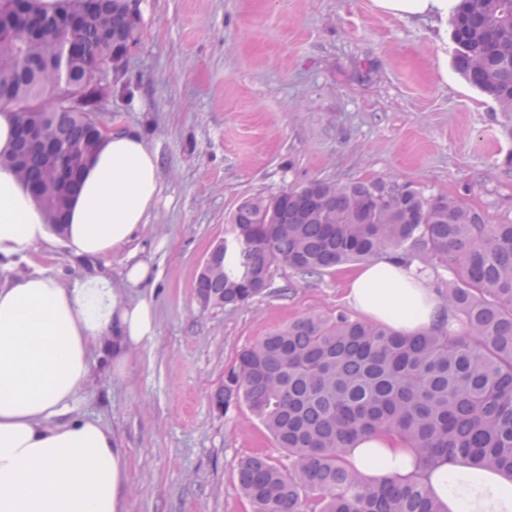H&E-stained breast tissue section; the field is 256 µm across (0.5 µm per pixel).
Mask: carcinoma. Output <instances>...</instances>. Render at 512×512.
I'll use <instances>...</instances> for the list:
<instances>
[{
    "mask_svg": "<svg viewBox=\"0 0 512 512\" xmlns=\"http://www.w3.org/2000/svg\"><path fill=\"white\" fill-rule=\"evenodd\" d=\"M29 0L33 19L0 30V105L14 108L17 126L41 125L66 153L54 175L42 151L7 162L35 196L50 224H66L86 162L88 120L99 114L58 102L72 85L90 101L103 89L84 85L86 73L117 63L137 26L125 0H67L45 15ZM454 66L512 119V0H459L451 14ZM288 222L262 223L272 199ZM448 268L447 302L465 324L405 336L372 322L312 314L243 348L224 373L214 408L246 405L279 447L285 469L260 454L237 466L240 490L253 512H447L420 475L369 483L345 462L354 442L382 435L432 468L445 460L512 478V224L443 196L427 198L409 185L382 179L315 180L267 197L242 200L222 243L221 273L198 276L206 303L242 307L263 289L250 287L257 267L269 275L282 264L303 275L382 259H413Z\"/></svg>",
    "mask_w": 512,
    "mask_h": 512,
    "instance_id": "1",
    "label": "carcinoma"
}]
</instances>
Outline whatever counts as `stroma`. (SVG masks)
Instances as JSON below:
<instances>
[{
  "label": "stroma",
  "mask_w": 512,
  "mask_h": 512,
  "mask_svg": "<svg viewBox=\"0 0 512 512\" xmlns=\"http://www.w3.org/2000/svg\"><path fill=\"white\" fill-rule=\"evenodd\" d=\"M137 40L106 116L140 128L161 193L139 241L155 339L123 379L93 366L80 411L128 451L127 512H252L239 461L279 448L247 406L211 397L245 346L302 316L358 319L344 270L278 269L243 307L203 304L195 281L245 198L316 179H384L452 196L512 223V139L497 104L455 71L450 23L382 12L374 0H139ZM122 254L78 261L56 244L0 266V282L47 270L69 283L118 276Z\"/></svg>",
  "instance_id": "obj_1"
}]
</instances>
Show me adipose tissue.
Returning a JSON list of instances; mask_svg holds the SVG:
<instances>
[{
    "mask_svg": "<svg viewBox=\"0 0 512 512\" xmlns=\"http://www.w3.org/2000/svg\"><path fill=\"white\" fill-rule=\"evenodd\" d=\"M457 0H376L384 12L444 20ZM160 195L159 158L140 131L109 133L80 177L57 231L8 165L0 166V261L61 241L75 258L123 252L119 279L65 284L27 273L0 285V512H126L129 460L112 432L80 415L95 354L122 376L157 334L146 290L156 279L138 240ZM347 298L368 319L407 334L439 325L441 304L412 271L387 261L355 268ZM368 480L405 478L413 454L386 437L348 449ZM448 512H512V479L461 461L425 473Z\"/></svg>",
    "mask_w": 512,
    "mask_h": 512,
    "instance_id": "ef3b65f1",
    "label": "adipose tissue"
}]
</instances>
